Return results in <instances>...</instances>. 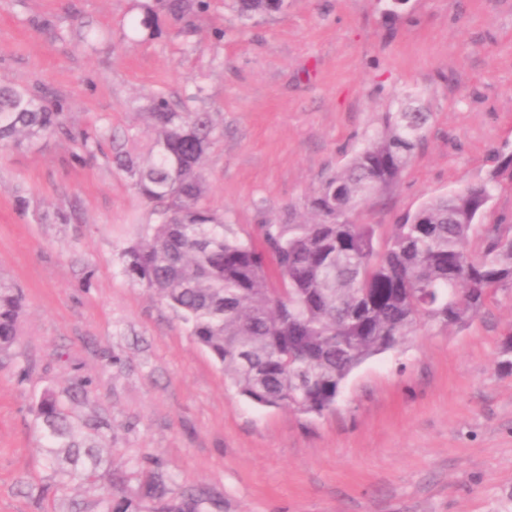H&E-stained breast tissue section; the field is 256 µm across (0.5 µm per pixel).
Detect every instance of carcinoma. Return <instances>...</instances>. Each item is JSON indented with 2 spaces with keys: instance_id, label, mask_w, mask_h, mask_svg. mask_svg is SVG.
<instances>
[{
  "instance_id": "cac0c4a2",
  "label": "carcinoma",
  "mask_w": 512,
  "mask_h": 512,
  "mask_svg": "<svg viewBox=\"0 0 512 512\" xmlns=\"http://www.w3.org/2000/svg\"><path fill=\"white\" fill-rule=\"evenodd\" d=\"M181 17L206 0H161ZM242 17L276 10V0H234ZM424 112H386L365 144L308 200L311 220L264 224L242 236L205 206L203 158L215 126L207 112H176L165 99L148 113L146 160L109 138L112 164L133 178L155 216L119 253L122 273L187 325L237 392L262 407L321 415L365 360L401 348L420 325L446 329L512 292V233L483 219L495 176L433 196L401 224H356L348 214L395 183L424 140ZM50 137L78 141L91 156L101 140L74 126L62 101L0 77V149ZM22 297L0 277V356L19 335ZM80 380L38 397L42 451L59 484L98 485L112 470V420L74 421L89 400ZM140 499L158 512H200L203 497L149 481ZM99 512H141V503L101 487Z\"/></svg>"
}]
</instances>
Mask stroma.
<instances>
[{"label":"stroma","mask_w":512,"mask_h":512,"mask_svg":"<svg viewBox=\"0 0 512 512\" xmlns=\"http://www.w3.org/2000/svg\"><path fill=\"white\" fill-rule=\"evenodd\" d=\"M208 3L175 18L160 0H0V76L143 158L156 98L211 113L205 203L252 233L302 221L383 113L417 109L421 148L350 220L397 224L492 175L486 221L512 225V0H288L249 20ZM148 8L158 31L134 30ZM78 152L0 151V276L25 297L0 361V512H97L94 488L57 490L32 412L76 379L92 400L74 413L111 417L112 483L134 500L160 475L206 490L205 512H512V372L498 366L512 293L366 360L331 412L259 407L122 274L118 252L151 215L127 173Z\"/></svg>","instance_id":"obj_1"}]
</instances>
